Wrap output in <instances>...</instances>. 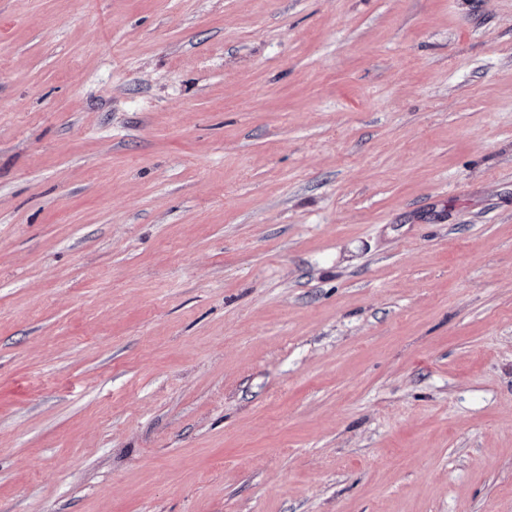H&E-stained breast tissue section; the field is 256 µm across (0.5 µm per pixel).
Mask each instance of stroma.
Listing matches in <instances>:
<instances>
[{
  "instance_id": "stroma-1",
  "label": "stroma",
  "mask_w": 512,
  "mask_h": 512,
  "mask_svg": "<svg viewBox=\"0 0 512 512\" xmlns=\"http://www.w3.org/2000/svg\"><path fill=\"white\" fill-rule=\"evenodd\" d=\"M0 512H512V0H0Z\"/></svg>"
}]
</instances>
